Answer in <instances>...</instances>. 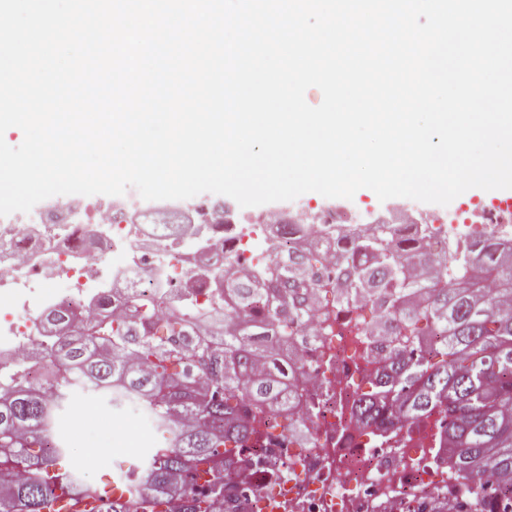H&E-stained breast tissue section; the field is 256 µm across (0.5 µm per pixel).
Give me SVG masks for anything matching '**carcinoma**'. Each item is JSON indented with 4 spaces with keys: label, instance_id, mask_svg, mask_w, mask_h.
<instances>
[{
    "label": "carcinoma",
    "instance_id": "obj_1",
    "mask_svg": "<svg viewBox=\"0 0 512 512\" xmlns=\"http://www.w3.org/2000/svg\"><path fill=\"white\" fill-rule=\"evenodd\" d=\"M430 233L427 224L409 235L383 225L352 235L336 248L333 279H304L301 266L320 264L317 256L291 254L251 277L227 270L224 301L195 320L178 306L162 317L156 298L131 294L126 321L102 320L51 346L52 394L0 363V512H45L57 488L71 487L45 453L71 379L142 401L170 435L127 488L129 498L106 501L97 512H148L151 495L174 478L177 499L193 493L204 470L245 450L254 424L288 404L302 364L288 361L284 347L327 294L338 313L351 302L369 303L376 316L361 335L387 343L380 373L357 396L356 416L405 429L437 414L439 447L457 473L491 484L490 497L512 504V252L486 238L434 259ZM410 252L438 274L412 278Z\"/></svg>",
    "mask_w": 512,
    "mask_h": 512
}]
</instances>
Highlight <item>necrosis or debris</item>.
<instances>
[{
  "label": "necrosis or debris",
  "instance_id": "1",
  "mask_svg": "<svg viewBox=\"0 0 512 512\" xmlns=\"http://www.w3.org/2000/svg\"><path fill=\"white\" fill-rule=\"evenodd\" d=\"M189 224L159 220L136 198L105 205L78 195H57L42 209L14 213L0 223V356L32 372L45 334L43 317L68 310L95 318L100 299L117 284L144 294H164L185 283L199 291L184 299L198 315L207 310L234 256L239 275L282 264L287 252L320 255V267L304 266L305 277L336 266L325 242L285 240L291 224H312L332 234L355 228L343 207L301 204L240 220L237 206L220 199L186 202ZM432 241L439 256L466 236L487 237L512 222V206L487 200L439 217ZM365 304H349L330 332L321 327L293 337L289 354L304 364L291 381L286 410L269 415L242 461L225 473L217 512H490L481 488L460 478L437 447L432 419L410 432L390 434L351 418L361 379L374 376L378 354L359 334ZM306 438L280 440L284 423Z\"/></svg>",
  "mask_w": 512,
  "mask_h": 512
}]
</instances>
